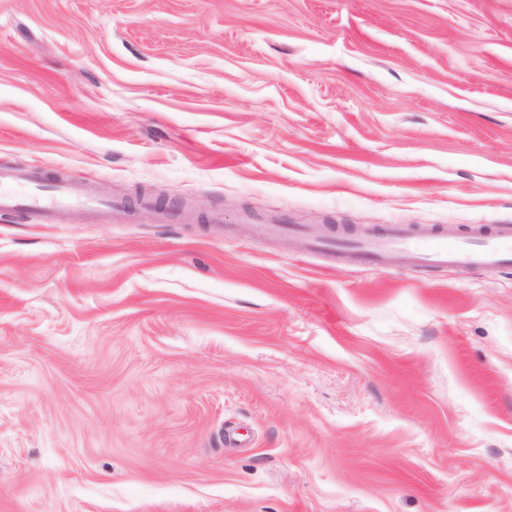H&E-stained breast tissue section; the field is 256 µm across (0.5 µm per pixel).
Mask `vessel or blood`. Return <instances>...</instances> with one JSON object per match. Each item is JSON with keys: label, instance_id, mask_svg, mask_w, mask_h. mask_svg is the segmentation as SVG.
<instances>
[{"label": "vessel or blood", "instance_id": "obj_1", "mask_svg": "<svg viewBox=\"0 0 512 512\" xmlns=\"http://www.w3.org/2000/svg\"><path fill=\"white\" fill-rule=\"evenodd\" d=\"M22 175L0 174V209L26 208L38 212L44 221H53L60 209L84 206L101 212L111 211V204L101 200L73 194L59 186L27 196L15 189ZM351 248L369 257L376 265H385L390 256L396 255L411 265L491 267L512 264V224H499L493 229L477 228L466 237L446 233L411 236L404 228L392 226L388 232L355 240Z\"/></svg>", "mask_w": 512, "mask_h": 512}]
</instances>
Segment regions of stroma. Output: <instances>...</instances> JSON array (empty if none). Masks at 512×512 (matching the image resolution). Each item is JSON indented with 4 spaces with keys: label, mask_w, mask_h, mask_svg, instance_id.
<instances>
[{
    "label": "stroma",
    "mask_w": 512,
    "mask_h": 512,
    "mask_svg": "<svg viewBox=\"0 0 512 512\" xmlns=\"http://www.w3.org/2000/svg\"><path fill=\"white\" fill-rule=\"evenodd\" d=\"M0 512H512V0H0ZM23 175L3 172L0 174V209L17 210L26 208L38 212L44 222H52L61 208L84 206L100 212L112 213L117 206L112 202L104 203L89 196H76L67 187L59 186L51 191L40 190L27 196H20L13 185L24 183ZM357 254L383 266L392 255L410 265L491 267L512 264V224H497L491 231L479 227L467 237L430 233L411 236L393 225L388 232L349 244Z\"/></svg>",
    "instance_id": "1"
}]
</instances>
